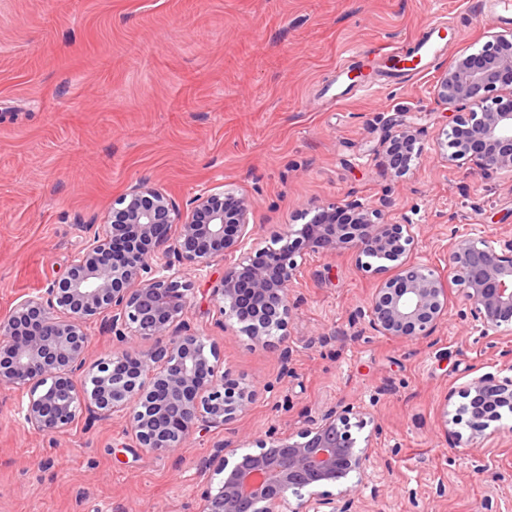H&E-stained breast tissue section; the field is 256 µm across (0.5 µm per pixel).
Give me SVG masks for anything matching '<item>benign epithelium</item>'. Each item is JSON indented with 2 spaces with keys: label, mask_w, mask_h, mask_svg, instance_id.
Instances as JSON below:
<instances>
[{
  "label": "benign epithelium",
  "mask_w": 512,
  "mask_h": 512,
  "mask_svg": "<svg viewBox=\"0 0 512 512\" xmlns=\"http://www.w3.org/2000/svg\"><path fill=\"white\" fill-rule=\"evenodd\" d=\"M487 37L480 50L460 54L438 77L437 99L457 108L445 133L452 148L445 159L511 180L512 31L489 30ZM421 155L417 134L407 128L385 140L387 169L398 177ZM387 205L373 206L351 192L317 208L307 223L286 226L274 244L250 248L211 283L219 314L236 319L258 344L274 335L286 344L296 257L348 250L379 276L366 311L379 335L428 339L456 292L482 333L511 336L512 235L454 236L440 270L413 257L418 225L411 218L382 222ZM250 209L245 197L222 185L200 189L185 206L146 183L118 198L103 229L86 238L48 286L0 316V391L25 397L24 427L52 435L121 413L137 445L165 457L196 433L246 413L253 390L227 373L217 375V347L185 319L193 283L183 266L201 271L214 258L242 250L254 236ZM94 320L122 350L91 372L86 326ZM457 393L466 402L452 415L448 406ZM457 393L445 397L441 425L465 421L478 435L496 419L489 409H512V375L483 373ZM367 424L359 410L330 407L295 433L256 440L257 451L232 464L224 444L215 445L202 464L200 512H338L331 488L367 470L372 436L361 446L352 431Z\"/></svg>",
  "instance_id": "1"
}]
</instances>
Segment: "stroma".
<instances>
[{
  "label": "stroma",
  "mask_w": 512,
  "mask_h": 512,
  "mask_svg": "<svg viewBox=\"0 0 512 512\" xmlns=\"http://www.w3.org/2000/svg\"><path fill=\"white\" fill-rule=\"evenodd\" d=\"M439 21L452 37L423 74L336 100V65L357 66L356 48L409 50ZM493 24L484 0H0V314L46 287L138 182L182 203L209 185L246 196L265 245L351 191L388 200L385 221L410 216L435 265L453 236L511 231L512 182L446 164L452 108L434 94ZM401 123L419 129L422 156L398 178L383 142ZM243 258L190 272L186 319L253 390L250 410L160 459L121 416L32 434L16 394L0 393V512H199L214 445L284 436L332 406L381 429L340 512H512V414L485 439L441 426L444 400L508 363L466 305L427 341L379 336L362 316L377 276L350 252L310 253L284 352L235 320L214 325L209 281Z\"/></svg>",
  "instance_id": "stroma-1"
}]
</instances>
